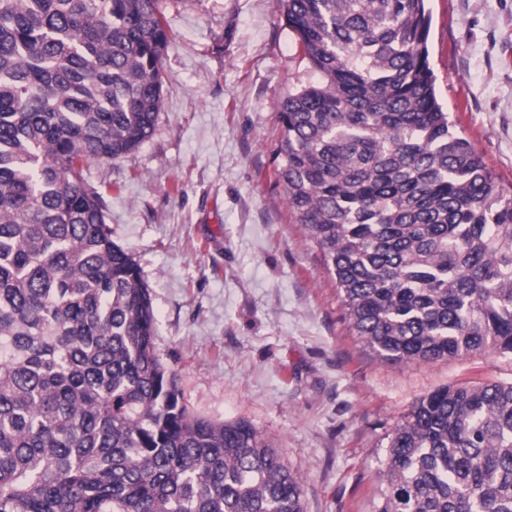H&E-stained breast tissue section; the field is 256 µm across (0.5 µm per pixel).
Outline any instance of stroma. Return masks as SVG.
<instances>
[{
    "label": "stroma",
    "mask_w": 512,
    "mask_h": 512,
    "mask_svg": "<svg viewBox=\"0 0 512 512\" xmlns=\"http://www.w3.org/2000/svg\"><path fill=\"white\" fill-rule=\"evenodd\" d=\"M173 43L153 136L90 163L115 243L148 285L155 350L195 414L245 419L303 480L306 512H376L387 436L422 395L512 381V357L389 363L275 181L276 105L311 74L278 0H163ZM439 100L512 185V0H429Z\"/></svg>",
    "instance_id": "35a3bbf8"
}]
</instances>
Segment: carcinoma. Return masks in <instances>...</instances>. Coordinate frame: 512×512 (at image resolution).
I'll return each instance as SVG.
<instances>
[{
	"label": "carcinoma",
	"instance_id": "1",
	"mask_svg": "<svg viewBox=\"0 0 512 512\" xmlns=\"http://www.w3.org/2000/svg\"><path fill=\"white\" fill-rule=\"evenodd\" d=\"M316 79L275 170L385 362L512 356V191L438 101L426 0H280ZM162 0H0V512H306L245 419L189 411L84 167L154 133ZM376 512H512V382L420 397Z\"/></svg>",
	"mask_w": 512,
	"mask_h": 512
}]
</instances>
